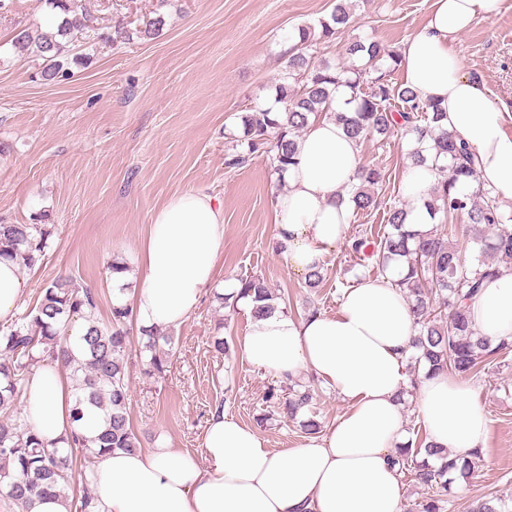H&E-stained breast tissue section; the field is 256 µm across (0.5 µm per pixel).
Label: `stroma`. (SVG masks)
I'll list each match as a JSON object with an SVG mask.
<instances>
[{"label":"stroma","mask_w":512,"mask_h":512,"mask_svg":"<svg viewBox=\"0 0 512 512\" xmlns=\"http://www.w3.org/2000/svg\"><path fill=\"white\" fill-rule=\"evenodd\" d=\"M337 0H74L99 33L115 24L144 27L156 11L166 25L154 39L88 44L68 39L64 55L70 79L55 85L38 77L40 61L19 57L16 31L43 20L41 0H11L0 10V222L49 224L42 266L21 270L23 307L58 274L98 292L97 317L109 323L113 260L137 265L153 213L171 196L201 190L224 205V254L214 288L179 327L169 329L165 375L130 371V417L141 448L164 445L199 452L216 406L257 427L270 448L300 447L295 423L267 416L265 395L272 375L249 364L238 345L248 331L250 310L216 298L220 286L258 275L288 301V314L302 318L308 306L335 314L341 293L357 279L376 275L371 262L355 264L342 249L324 264L325 280L309 291L280 254L273 201L280 190L266 157L249 165L226 164L227 132H238L246 105H265L283 75L285 44L296 26L329 18ZM347 31L323 46V58L351 64L347 43L371 37L400 50L423 23L431 0H346ZM454 51L492 93L512 103V7L478 20L456 39ZM409 141L402 133L372 137L361 145L365 164L386 174L380 210L354 216L350 231L377 240L383 211L400 204ZM227 339L229 355L214 351ZM477 400L489 420L475 478L451 492L446 512H467L476 499L512 512V351L473 378Z\"/></svg>","instance_id":"obj_1"}]
</instances>
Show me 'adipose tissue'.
<instances>
[{"label":"adipose tissue","mask_w":512,"mask_h":512,"mask_svg":"<svg viewBox=\"0 0 512 512\" xmlns=\"http://www.w3.org/2000/svg\"><path fill=\"white\" fill-rule=\"evenodd\" d=\"M505 0H432L421 28L400 49L403 84L440 103L449 135L477 161L475 182L512 210V106L474 78L452 44L478 19L499 15ZM360 145L328 117L310 118L297 144L286 189L274 202L277 239L297 274L323 265L346 237L351 205L339 193L357 184ZM427 166L401 183L408 221L428 231ZM224 250V205L202 191L171 196L152 216L139 255L132 296L140 326L185 322L215 282ZM396 272L361 278L343 289L335 314L296 320L275 312L253 319L240 349L275 376L309 373L331 389L345 411L300 447L269 448L253 427L215 408L200 454L159 446L98 457L88 470L93 512H402L403 483L391 463L408 440L402 392L416 334ZM25 283L17 261L0 258V324L17 317ZM475 330L491 342L512 340V270H501L468 303ZM417 415L430 440L461 459L483 448L489 421L472 383L445 373L421 377ZM35 428L64 447L73 423L71 388L60 364L34 369L22 397Z\"/></svg>","instance_id":"1"}]
</instances>
